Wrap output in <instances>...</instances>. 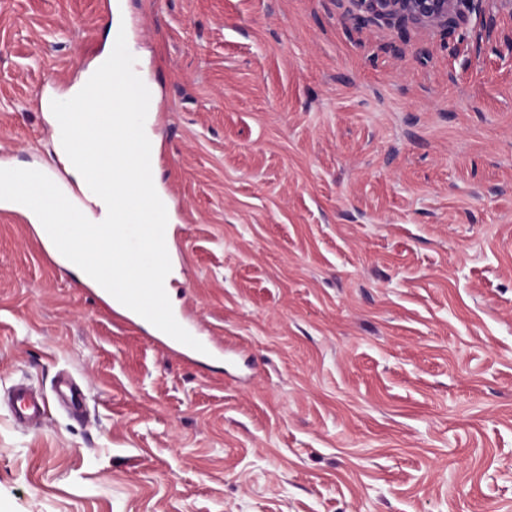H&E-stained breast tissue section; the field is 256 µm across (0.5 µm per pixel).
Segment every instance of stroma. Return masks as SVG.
Returning <instances> with one entry per match:
<instances>
[{
    "label": "stroma",
    "instance_id": "35a3bbf8",
    "mask_svg": "<svg viewBox=\"0 0 512 512\" xmlns=\"http://www.w3.org/2000/svg\"><path fill=\"white\" fill-rule=\"evenodd\" d=\"M109 2L0 0V164L56 167L42 100ZM125 3L172 309L224 354L118 327L0 216V512H512V0L450 39L353 0ZM9 405L14 420L19 425L42 423L46 414V403L26 383L19 382L9 391Z\"/></svg>",
    "mask_w": 512,
    "mask_h": 512
}]
</instances>
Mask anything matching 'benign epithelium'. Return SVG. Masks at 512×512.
<instances>
[{"mask_svg": "<svg viewBox=\"0 0 512 512\" xmlns=\"http://www.w3.org/2000/svg\"><path fill=\"white\" fill-rule=\"evenodd\" d=\"M479 0H356L364 21L384 20L404 26L428 24L453 34L466 26Z\"/></svg>", "mask_w": 512, "mask_h": 512, "instance_id": "7a95c632", "label": "benign epithelium"}]
</instances>
